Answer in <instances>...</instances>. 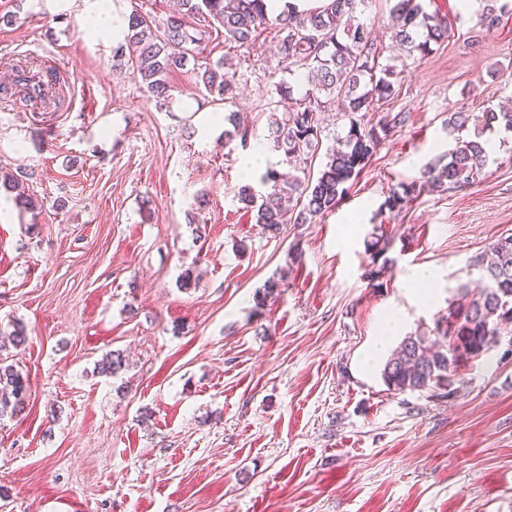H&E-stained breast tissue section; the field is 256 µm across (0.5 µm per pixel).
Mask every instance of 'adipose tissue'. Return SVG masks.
Here are the masks:
<instances>
[{
	"label": "adipose tissue",
	"mask_w": 512,
	"mask_h": 512,
	"mask_svg": "<svg viewBox=\"0 0 512 512\" xmlns=\"http://www.w3.org/2000/svg\"><path fill=\"white\" fill-rule=\"evenodd\" d=\"M33 3L36 9L52 14L78 11L86 28L104 33L112 44L122 41L127 29L124 13L113 0H33Z\"/></svg>",
	"instance_id": "obj_1"
}]
</instances>
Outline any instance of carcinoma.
I'll return each instance as SVG.
<instances>
[{
	"label": "carcinoma",
	"instance_id": "cac0c4a2",
	"mask_svg": "<svg viewBox=\"0 0 512 512\" xmlns=\"http://www.w3.org/2000/svg\"><path fill=\"white\" fill-rule=\"evenodd\" d=\"M365 0H322L312 11L288 12L269 17L264 0H181L182 10L172 15L163 29L153 26L148 14L134 9L128 15L124 41L131 48V64L156 105L170 104L167 77L182 70L192 46H200L212 31H224V42L236 48L251 44L257 29L268 24L278 28L280 54L285 70L302 71L308 89L297 107L286 112L273 111L267 124V140L285 158L316 157L322 147V112L335 107L348 119V129L341 146L326 155V162L316 178L294 175L280 181L272 167L261 177L264 190L242 187L237 199L254 214L255 223L277 237L287 224H311L333 211L368 165L384 139L402 127L407 115L389 113L375 124L365 120L363 112L374 101L384 103L397 93L396 66L380 62L381 49L370 38L367 25L357 16ZM425 0H393L390 9L394 24L392 40L406 56L425 57L432 45L448 34V21L424 8ZM233 63L222 56L215 64L197 69L195 76L209 93L223 102L233 98ZM15 88L22 98L38 102L60 81L50 71L46 90L34 95L31 83L39 81L40 72L28 65L13 68ZM488 127L501 126L512 131V112L488 109L483 113ZM224 143L240 140L246 143L252 130L241 124L237 113L224 116ZM487 144L480 134L457 138L448 156L430 161L421 171V179L401 181L392 186L384 202L391 213H400L428 185L446 192L462 187L478 177L487 165ZM19 204L30 211L39 201L26 193L24 183L13 180ZM470 266L479 268L487 285L476 291L464 286L448 308V317L437 322L427 333L404 337L386 358L381 376L388 389L397 393H429L446 398L458 369L497 346L502 337L512 334V235L501 236L489 251L477 254ZM283 284L268 280L255 296V305L279 294ZM126 367L119 351L105 356L101 372L115 376ZM29 389L28 376L0 357V419L16 418L25 410Z\"/></svg>",
	"mask_w": 512,
	"mask_h": 512
}]
</instances>
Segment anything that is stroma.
<instances>
[{"label":"stroma","instance_id":"obj_1","mask_svg":"<svg viewBox=\"0 0 512 512\" xmlns=\"http://www.w3.org/2000/svg\"><path fill=\"white\" fill-rule=\"evenodd\" d=\"M484 0H426L448 38L400 57L389 0H367L397 95L367 120L408 116L336 210L271 238L235 195L264 142L287 74L277 33L248 49L210 40L199 62L231 57L233 99L213 102L192 68L172 73L156 107L132 68L31 0H0V180L22 178L40 207L0 183V331L28 341L1 354L28 374L26 410L0 420V512H512V356L462 368L452 396L396 394L375 354L430 331L469 261L512 234V133L483 135L490 159L469 185L423 191L399 214L392 185L448 151L449 113L512 107V15L491 30ZM55 70L58 97L25 102L11 66ZM237 112L248 144L225 142L211 114ZM149 209H142V201ZM390 238L382 287L368 245ZM437 274L429 298L407 269ZM194 268L199 285L184 289ZM282 292L256 308L267 280ZM129 367L100 374L110 351Z\"/></svg>","mask_w":512,"mask_h":512}]
</instances>
